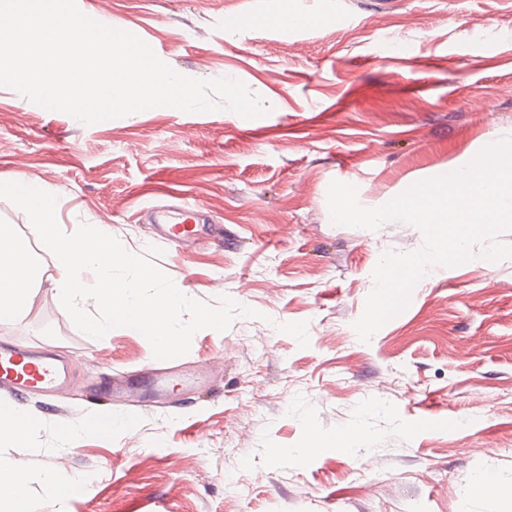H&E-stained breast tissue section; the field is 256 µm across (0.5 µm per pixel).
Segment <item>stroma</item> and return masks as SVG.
Segmentation results:
<instances>
[{
	"mask_svg": "<svg viewBox=\"0 0 512 512\" xmlns=\"http://www.w3.org/2000/svg\"><path fill=\"white\" fill-rule=\"evenodd\" d=\"M293 2L337 17L284 30L250 22L279 0H76L181 75L243 82L262 117L158 106L87 125L0 87V182L55 195L65 231L101 224L131 253L158 246L186 296L260 313L193 336L178 363L208 366L205 388L97 431L86 389L116 371L149 381L158 361L141 333L80 332L44 283L0 324V339L79 361L77 389L48 412L31 396L27 440L0 447V466L29 471L31 512H49L47 473L74 483L58 512H512L475 489L487 473L512 487V257L433 268L365 343L352 324L380 255L423 235L336 226L327 205L332 181L376 208L512 136V0ZM176 195L223 241L154 240L145 216ZM299 321L306 348L276 329Z\"/></svg>",
	"mask_w": 512,
	"mask_h": 512,
	"instance_id": "35a3bbf8",
	"label": "stroma"
}]
</instances>
